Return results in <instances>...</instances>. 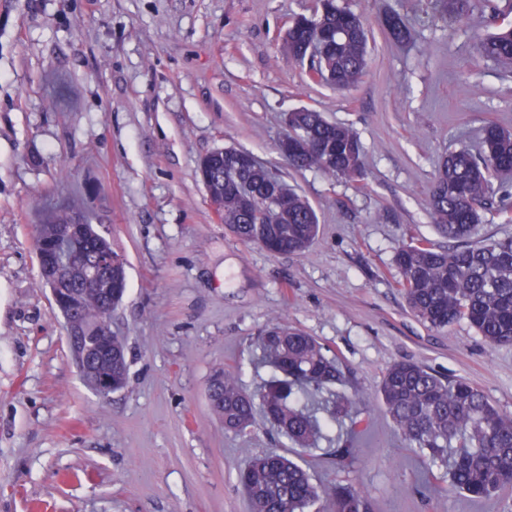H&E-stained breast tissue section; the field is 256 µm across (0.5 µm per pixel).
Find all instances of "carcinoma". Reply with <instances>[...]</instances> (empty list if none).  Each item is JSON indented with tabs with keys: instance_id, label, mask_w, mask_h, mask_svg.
I'll return each mask as SVG.
<instances>
[{
	"instance_id": "1",
	"label": "carcinoma",
	"mask_w": 512,
	"mask_h": 512,
	"mask_svg": "<svg viewBox=\"0 0 512 512\" xmlns=\"http://www.w3.org/2000/svg\"><path fill=\"white\" fill-rule=\"evenodd\" d=\"M483 12L490 31L478 43L479 54L512 65V4L504 9L498 0H483ZM382 25L396 41L410 38L398 13L385 14ZM316 36L326 47L327 82L338 90L354 86L368 68L361 16L337 0H317L313 14L299 17L290 28L284 56L298 60ZM287 135L296 143L285 156L288 166L348 180L361 176L362 144L348 125L301 108L288 113ZM200 165L208 194L223 213L224 227L243 243L282 254L302 253L315 240L318 219L312 205L284 181H271L266 167H243L236 155L219 149ZM511 175L512 131L489 123L477 151L464 148L443 157L430 188L428 205L448 247L417 239L394 252L398 286L416 317L436 330L465 322L494 347L512 345V236L492 235L477 242L469 238L481 223L482 212L493 205L494 181ZM276 191L288 197L281 210L267 204ZM73 220L71 212L59 210L35 225V233L48 241L45 263L60 269L57 279L44 270L40 275L50 288L78 292L75 309L61 308L58 313L67 327L82 331L92 351L105 309H114L123 299L126 268L95 267L94 256L112 252V245L87 221L81 237L66 245L65 261H59L56 229ZM112 347L123 356L112 374L115 389L120 390L128 383L126 346L114 336ZM259 348L262 361L275 375L256 392H247L228 369L217 371L211 381V410L224 430L247 431L260 410L281 435L307 448L347 421V436H333L331 442L336 444L332 455L337 464L348 465L365 422L357 410L363 397L356 390H339L346 377L338 358L328 355L314 337L277 322L260 336ZM377 397L402 446L425 458L426 482L436 489L450 488L479 500L512 485V416L468 380L442 376L419 362H397L384 373ZM436 467L444 471L436 473ZM238 480L251 512H317L323 498L331 503L332 512H371L368 498L352 486L338 482L322 489L301 465L275 451L255 454L239 471Z\"/></svg>"
}]
</instances>
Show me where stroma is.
Listing matches in <instances>:
<instances>
[{"label":"stroma","mask_w":512,"mask_h":512,"mask_svg":"<svg viewBox=\"0 0 512 512\" xmlns=\"http://www.w3.org/2000/svg\"><path fill=\"white\" fill-rule=\"evenodd\" d=\"M343 2L364 17L370 67L340 93L280 54L315 0H0V512H251L238 471L270 449L319 486L352 484L372 512H512V487L416 493L424 460L375 398L413 360L512 415V346L419 321L393 262L399 243L440 239L428 191L442 157L476 149L487 122L512 129V68L478 55L477 12L452 35L432 0ZM390 8L412 45L385 34ZM302 107L354 129L360 181L285 165L284 119ZM224 147L309 200L307 252L269 253L216 221L197 164ZM66 205L126 260L112 330L129 379L106 398L82 381L39 276L35 224ZM275 315L337 352L365 398L348 468L326 443L289 448L261 417L228 432L210 409L215 370L250 391L267 378L257 338Z\"/></svg>","instance_id":"35a3bbf8"}]
</instances>
